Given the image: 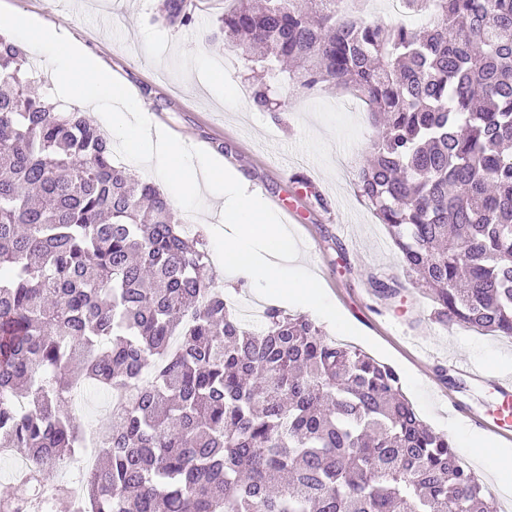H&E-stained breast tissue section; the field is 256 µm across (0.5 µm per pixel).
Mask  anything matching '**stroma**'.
<instances>
[{
    "mask_svg": "<svg viewBox=\"0 0 512 512\" xmlns=\"http://www.w3.org/2000/svg\"><path fill=\"white\" fill-rule=\"evenodd\" d=\"M77 2L62 15L53 0H0V12L21 10L69 27L114 77L132 85L155 122L220 154L268 200L292 203L298 220L288 230L301 262L342 313L341 322H322L323 331L393 366L422 419L468 458L448 402L487 420L501 417L503 399L491 379L512 372V338L435 323L429 297L413 288L390 300L373 294L375 281L398 275L400 255L354 186L375 134L367 111L351 108L346 90L329 85L292 96L280 115L256 110L240 92L249 76L241 53L203 37L224 0H195L197 24L182 29L155 22L160 0ZM216 71L223 83L213 81ZM452 355L482 368L486 381L450 368Z\"/></svg>",
    "mask_w": 512,
    "mask_h": 512,
    "instance_id": "35a3bbf8",
    "label": "stroma"
}]
</instances>
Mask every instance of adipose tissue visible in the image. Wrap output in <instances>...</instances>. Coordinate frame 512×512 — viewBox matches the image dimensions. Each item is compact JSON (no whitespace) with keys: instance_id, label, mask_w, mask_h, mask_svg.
<instances>
[{"instance_id":"obj_1","label":"adipose tissue","mask_w":512,"mask_h":512,"mask_svg":"<svg viewBox=\"0 0 512 512\" xmlns=\"http://www.w3.org/2000/svg\"><path fill=\"white\" fill-rule=\"evenodd\" d=\"M9 27L52 65L72 100L92 105L97 99L119 102L112 115V133L119 136L141 165L161 173L173 205L188 207L201 191L225 200L222 221L228 236H217L214 266L233 274L268 295H283L323 317L332 307L313 276L289 266L287 256L296 244L287 227L278 224L261 189H254L243 172L226 167L221 157L190 152L186 141L153 125L124 82L65 28L38 23L25 12L0 14V27ZM475 458L484 461L495 485L512 486V458L494 448L479 433L467 436Z\"/></svg>"}]
</instances>
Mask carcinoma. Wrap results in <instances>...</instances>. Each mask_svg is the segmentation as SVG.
<instances>
[{
    "label": "carcinoma",
    "instance_id": "1",
    "mask_svg": "<svg viewBox=\"0 0 512 512\" xmlns=\"http://www.w3.org/2000/svg\"><path fill=\"white\" fill-rule=\"evenodd\" d=\"M206 34L261 69L251 100L357 90L375 128L357 193L400 253L385 299L424 288L431 319L512 337V0H233ZM167 27L191 0H162ZM0 35V442L38 464L0 512H497L448 435L391 366L270 305L242 322L206 270L207 242L112 141L35 84ZM89 384L133 389L74 498L55 480L81 457L62 412Z\"/></svg>",
    "mask_w": 512,
    "mask_h": 512
}]
</instances>
